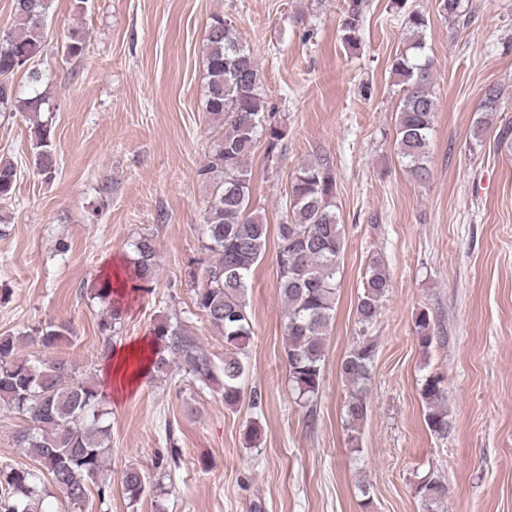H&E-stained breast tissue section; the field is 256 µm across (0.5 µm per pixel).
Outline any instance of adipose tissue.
<instances>
[{"mask_svg":"<svg viewBox=\"0 0 512 512\" xmlns=\"http://www.w3.org/2000/svg\"><path fill=\"white\" fill-rule=\"evenodd\" d=\"M154 347V340L145 337L113 351L101 373L103 388L113 400L124 399L149 373Z\"/></svg>","mask_w":512,"mask_h":512,"instance_id":"obj_1","label":"adipose tissue"}]
</instances>
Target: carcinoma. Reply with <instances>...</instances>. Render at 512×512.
Segmentation results:
<instances>
[{"mask_svg":"<svg viewBox=\"0 0 512 512\" xmlns=\"http://www.w3.org/2000/svg\"><path fill=\"white\" fill-rule=\"evenodd\" d=\"M15 27L0 38V112H20L32 124V156L44 175L56 170L51 127L40 121L49 100L44 74L35 60L45 48L46 19L53 0H13ZM410 33V46L397 56L391 74L402 88L396 112V149L405 168L424 182L430 175V141L436 100L435 74L426 52L427 16L406 7V0H392ZM364 0H348L342 23L343 42L357 48L365 14ZM439 8L466 27L471 14L462 0H440ZM64 54L76 58L85 53V38L73 28L65 36ZM206 67L203 110L217 127L204 161L195 171L197 182L208 190L203 213L201 247L211 254L202 270L201 285L194 289V303L210 326L224 336V361L215 364L211 354L185 325L168 317L154 327L152 373L166 374L177 365L204 385L221 384L224 404L235 407L242 398L241 382L249 368L248 346L253 335L248 293L255 267L263 258L269 224L250 208L251 175L246 160L257 141L264 140L267 158L282 154L286 131L265 115L266 100L257 61L232 21L212 15L202 47ZM22 72L28 90L19 91L12 77ZM501 111V89L488 87L477 109L472 136L480 141L491 117ZM17 166L0 159V201L12 197ZM334 161L323 152L295 170L290 185L289 209L277 225L278 288L284 302L285 354L289 379L296 399L311 407L323 383L325 352L336 308L340 262L345 236L336 213ZM128 261V288L141 290L151 283L157 267L155 236L141 234L132 243ZM390 289L384 261L370 259L356 306L361 336L341 360L340 371L348 387L345 419L348 442L360 451V427L367 418L366 385L370 380L377 344L370 329L377 322ZM122 311L112 308L99 323L103 356L112 352V336L119 331ZM414 328L422 348L432 344L431 319L420 312ZM67 324H49L34 330L30 342L41 347L46 358L31 360L17 355L24 337L0 336V406L21 417L26 427L16 435L18 446L29 452L37 469L14 467L0 479V512H40L37 504L45 492L41 475L74 505H83L90 484L104 467L111 438L109 412L102 408L101 393L87 378L76 375L55 350L68 337ZM420 394L425 421L431 432L445 437L451 430L445 407L444 377L429 373ZM133 502L145 493L147 477L138 467L127 468L120 480ZM422 512H443L448 494L445 479L428 471L415 485Z\"/></svg>","mask_w":512,"mask_h":512,"instance_id":"1","label":"carcinoma"}]
</instances>
